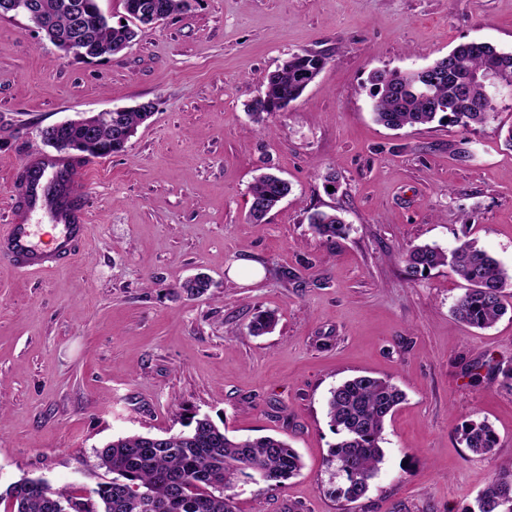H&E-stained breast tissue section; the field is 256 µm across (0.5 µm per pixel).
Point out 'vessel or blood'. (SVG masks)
<instances>
[{
  "mask_svg": "<svg viewBox=\"0 0 512 512\" xmlns=\"http://www.w3.org/2000/svg\"><path fill=\"white\" fill-rule=\"evenodd\" d=\"M40 170L41 178L33 181L28 192L30 209L37 210L46 205V184L49 176L63 172L79 173L78 163L60 160L37 159L32 163ZM54 219L60 233L53 246L43 247L34 225L15 223L8 225L0 235V261L28 271L46 272L73 258L84 246L88 227L78 211L57 208Z\"/></svg>",
  "mask_w": 512,
  "mask_h": 512,
  "instance_id": "vessel-or-blood-1",
  "label": "vessel or blood"
}]
</instances>
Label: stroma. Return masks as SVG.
<instances>
[{"mask_svg": "<svg viewBox=\"0 0 512 512\" xmlns=\"http://www.w3.org/2000/svg\"><path fill=\"white\" fill-rule=\"evenodd\" d=\"M512 51V0H194L105 59L61 57L22 15L0 17V226L24 165L50 155L41 128L151 101L124 152L90 160L74 196L88 239L47 272L0 262V492L39 477L78 497L111 473L95 451L166 435L206 415L239 438L276 436L302 458L285 485L240 484L237 512H468L512 461V313L486 330L458 322L465 284L439 267L410 279L416 245L471 239L512 267V102L469 128L375 122L376 70H418L465 42ZM328 63L287 110L246 107L290 54ZM263 172L290 194L248 218ZM338 210L327 240L309 216ZM259 269L242 281L240 261ZM207 274L199 297L181 289ZM275 329L250 335L254 312ZM389 379L406 400L385 425L368 495L322 491L335 441L330 389ZM499 443L472 455L463 422Z\"/></svg>", "mask_w": 512, "mask_h": 512, "instance_id": "obj_1", "label": "stroma"}]
</instances>
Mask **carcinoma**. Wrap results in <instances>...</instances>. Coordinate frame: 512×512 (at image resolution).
<instances>
[{
    "label": "carcinoma",
    "mask_w": 512,
    "mask_h": 512,
    "mask_svg": "<svg viewBox=\"0 0 512 512\" xmlns=\"http://www.w3.org/2000/svg\"><path fill=\"white\" fill-rule=\"evenodd\" d=\"M41 16L35 25L52 42L76 24L90 36L92 57L121 52L135 38L130 22L142 19L153 5L161 18L186 11L190 0H123L126 24H113L98 0H39ZM327 58L293 53L267 78L265 90L248 107L256 122L296 101L320 74ZM372 112L387 128L427 125L440 114L464 127L482 125L496 112L499 97L512 98V53L487 43L469 42L454 47L419 71L377 70L372 76ZM149 119L136 108L112 113L95 131L94 142L79 124L48 128V140H66L79 147L74 159L104 158L102 150H125L128 134ZM290 192L286 180L265 173L249 187V217L256 224ZM310 224L321 237L345 233L335 213L317 211ZM408 274L449 267L467 284L453 307L454 316L474 328H487L507 312L505 289H512V268H507L473 241L448 252L437 245H416L405 257ZM276 324L275 315L259 311L248 324L260 336ZM406 399L389 380L367 375L348 379L330 390L329 426L336 435L326 459V493L354 503L365 497L383 464L384 429L388 418ZM460 442L476 456L491 453L498 436L485 420H469L461 427ZM98 466L112 474L88 497H76L66 488H54L43 479L23 478L0 493L4 512H235V489L252 482L280 487L302 468L299 455L275 437L236 439L203 416L189 429L167 436L132 434L119 437L96 451ZM469 512H512V463L500 467L478 494Z\"/></svg>",
    "instance_id": "cac0c4a2"
}]
</instances>
